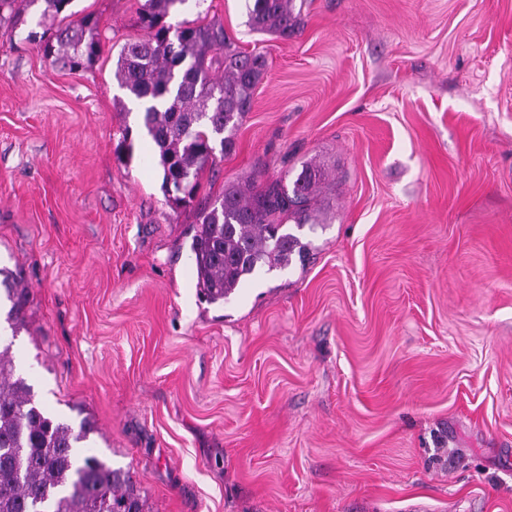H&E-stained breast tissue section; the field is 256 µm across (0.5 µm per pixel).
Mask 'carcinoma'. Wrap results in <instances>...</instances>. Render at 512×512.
Returning <instances> with one entry per match:
<instances>
[{
    "label": "carcinoma",
    "instance_id": "cac0c4a2",
    "mask_svg": "<svg viewBox=\"0 0 512 512\" xmlns=\"http://www.w3.org/2000/svg\"><path fill=\"white\" fill-rule=\"evenodd\" d=\"M18 2L65 20L72 0H0V22L17 23ZM185 2L146 0L139 12L144 35L121 47L115 76L141 105V128L158 151L169 203L193 211L195 288L216 304L261 270L304 258L307 244L293 230L311 221L326 176L321 166L307 163L290 184L283 177L244 187L227 182L217 196L199 197L201 174L216 152L234 149V131L251 111L267 60L243 51L219 22L172 27L170 10ZM246 9L256 33L286 40L299 30L294 0H246ZM25 40L73 70L102 52L97 23L88 16L50 36L30 31ZM0 288L15 330L24 323L28 288L6 268H0ZM94 431L87 419L75 428L41 407L31 386L15 376L9 348L0 350V512H144L131 473L83 451Z\"/></svg>",
    "mask_w": 512,
    "mask_h": 512
}]
</instances>
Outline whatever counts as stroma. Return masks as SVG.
Here are the masks:
<instances>
[{"label": "stroma", "mask_w": 512, "mask_h": 512, "mask_svg": "<svg viewBox=\"0 0 512 512\" xmlns=\"http://www.w3.org/2000/svg\"><path fill=\"white\" fill-rule=\"evenodd\" d=\"M145 0H74L100 56L0 25V266L15 372L149 512H512V0H304L287 40L187 0L267 74L203 181L323 165L305 262L199 300L192 212L115 77ZM37 35L29 31L25 39L39 44L47 58H54V63L61 62L73 70L92 63L102 52L97 23L89 16L61 25L51 36L47 32L40 38ZM1 289L4 291L5 299L10 303L6 320L15 331L24 323L29 291L20 273L6 268H0V299Z\"/></svg>", "instance_id": "stroma-1"}]
</instances>
